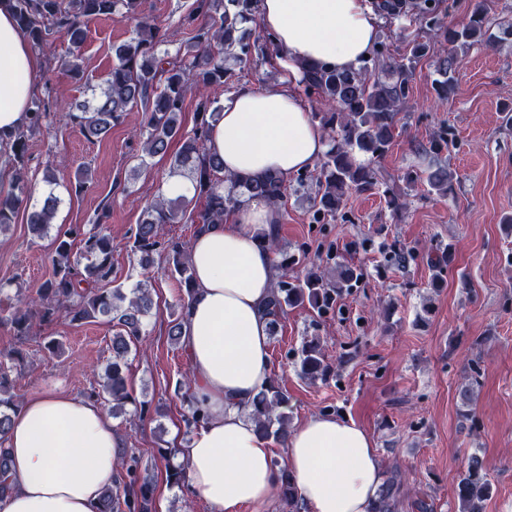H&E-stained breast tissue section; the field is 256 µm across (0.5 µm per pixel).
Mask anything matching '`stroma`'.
I'll list each match as a JSON object with an SVG mask.
<instances>
[{
	"label": "stroma",
	"mask_w": 512,
	"mask_h": 512,
	"mask_svg": "<svg viewBox=\"0 0 512 512\" xmlns=\"http://www.w3.org/2000/svg\"><path fill=\"white\" fill-rule=\"evenodd\" d=\"M193 0H140L142 16L168 28L169 54L190 42L196 29L183 25ZM417 0H406L396 15H381L379 38L393 56L409 53L414 41L429 42V53L414 65L410 104L400 114L397 135L377 168L385 182L409 194L411 206L392 213L382 192L351 193L335 221L311 225L304 192L288 191L279 242L288 252L313 260L332 256L360 266L364 278L336 303L334 313L318 316L309 307L288 309L271 338L273 379L288 395L291 423L321 408L333 409L367 431L384 472L400 469L403 483L397 512H458L457 485L466 459L478 455L492 490L484 512H512V41L477 45L459 53L454 87L445 107L433 104L442 33L428 30ZM132 35L128 22L96 18L86 25L81 49L88 81L72 80L61 62L69 54L63 36L52 37L40 52L38 95L63 90L67 102L91 98L112 68V48ZM276 59L239 65L228 90L262 89L278 83ZM144 112L134 108L125 121L102 139H89L70 124L63 108L52 109L49 123L29 139L32 157L26 180L32 202L46 191L44 174L67 157L70 168L61 182L73 181L74 170L89 165L93 183L65 197L50 236L34 237L25 212L0 233V308L13 307L17 294L10 283L22 279L35 292L50 278L55 234L70 225L89 223L99 205H108L104 226L112 237V267L117 282H126L137 257L128 232L142 209L168 181L167 159L140 161L132 138ZM448 128L455 145L442 161L452 173L448 194L428 193L416 182L432 155L418 153L439 128ZM440 246L450 263L441 287L425 254ZM399 247L418 248L420 257L400 267L390 261ZM154 309L144 322V347L131 352L125 369L136 402L157 414L138 420L115 418L127 441V453L138 456L144 474L155 484V512H182L184 493L168 485L157 450L174 439L188 440L183 419L187 406L179 383L189 367L169 328L177 316L182 291L164 259L152 269ZM55 337L60 348L49 354L42 339ZM310 336L320 337L333 366L324 381L300 373L297 356ZM112 328L104 319L36 329L18 342L10 326L0 324V356L16 347L27 353L12 393L24 402L42 390L58 389L84 396L99 386L112 357ZM480 372V386L470 403L459 392L470 366Z\"/></svg>",
	"instance_id": "obj_1"
}]
</instances>
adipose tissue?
Wrapping results in <instances>:
<instances>
[{
    "label": "adipose tissue",
    "instance_id": "obj_1",
    "mask_svg": "<svg viewBox=\"0 0 512 512\" xmlns=\"http://www.w3.org/2000/svg\"><path fill=\"white\" fill-rule=\"evenodd\" d=\"M262 27L276 35L280 85L243 86L224 97L208 148L225 173L284 177L312 168L329 141L289 89L305 68L359 67L378 36L369 0H259ZM39 58L8 4L0 5V195L11 193L10 155L37 92ZM275 211L254 199L195 234L189 253L195 288L183 312L181 346L207 421L180 445L189 494L215 512L266 507L279 482L275 455L252 420V400L274 373L264 306L277 269L254 235ZM12 487L0 512H98L126 441L98 402L41 391L11 416L4 443ZM286 464L300 512H373L381 463L368 432L316 414L290 430Z\"/></svg>",
    "mask_w": 512,
    "mask_h": 512
}]
</instances>
